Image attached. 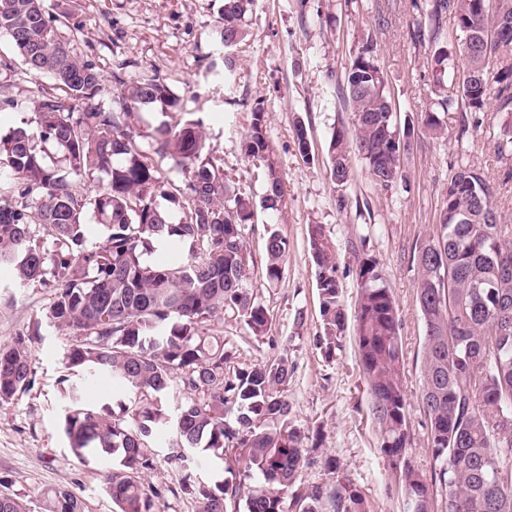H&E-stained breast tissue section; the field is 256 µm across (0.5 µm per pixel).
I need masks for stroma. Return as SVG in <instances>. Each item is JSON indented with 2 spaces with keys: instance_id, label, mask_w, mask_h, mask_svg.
<instances>
[{
  "instance_id": "obj_1",
  "label": "stroma",
  "mask_w": 512,
  "mask_h": 512,
  "mask_svg": "<svg viewBox=\"0 0 512 512\" xmlns=\"http://www.w3.org/2000/svg\"><path fill=\"white\" fill-rule=\"evenodd\" d=\"M46 15L56 19L59 39L78 58L102 72L96 104L108 106L120 91L112 78L120 64L134 61L133 76L160 77L179 96L186 111L202 118L206 143L221 158L231 185L246 190L257 203L253 224L244 236L253 262L249 288L269 311L272 336L291 337L289 347L258 343L243 322L225 319L226 337L237 345L241 361L272 360L288 354L295 365L288 398L295 423L317 437L319 451L335 456L368 496L374 512H405L404 496L383 464L370 395L353 341L342 355L325 362L313 345L320 325L316 267L307 247V227L325 225L338 250L340 268L351 264L352 242L366 246L382 262L398 305L403 349L402 381L410 403V457L422 472L434 467L420 406L424 323L416 301L417 273L412 262L416 243L432 235L448 197L444 185L451 166L475 163L496 185L497 220L512 224V183L503 174L512 161L499 158L493 119L470 129L464 143L456 134L462 115L442 114L446 135L436 136L420 125V114L433 98L427 46L415 43L417 14L411 0H362L351 11L344 0H256L246 36L235 48L232 78L206 71L210 61H223L216 34L223 0H42ZM372 35L387 79L397 120L413 127L412 149L404 156L409 190L377 188L355 163L346 194L347 208H338L337 191L325 174L327 144L334 126L350 122L351 114L338 81L348 67L358 40ZM17 56L9 38L0 35V130L13 123L11 102L34 111L39 86ZM265 109L267 137L284 182L285 202L265 209L266 169L249 160L243 142L255 104ZM303 121L312 162H304L294 143V123ZM275 229L291 246L286 271L275 287H264L263 237ZM0 285L11 298L0 310V342L32 327L48 306L47 289L19 287L13 270L0 266ZM306 317L296 324V313ZM67 336L42 327L35 345V383L13 404L0 408V493L27 500L38 512L41 489L64 487L77 493L90 512H114L104 486L110 461L76 458L69 450L59 419V381Z\"/></svg>"
}]
</instances>
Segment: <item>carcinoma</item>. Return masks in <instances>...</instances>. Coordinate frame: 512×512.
Masks as SVG:
<instances>
[{"label":"carcinoma","instance_id":"cac0c4a2","mask_svg":"<svg viewBox=\"0 0 512 512\" xmlns=\"http://www.w3.org/2000/svg\"><path fill=\"white\" fill-rule=\"evenodd\" d=\"M255 0H224L218 38L224 75L231 50L243 39ZM418 13L413 39L431 49L436 98L420 123L444 134L441 112H464L458 137L480 127L495 107V148L512 158V49L482 46L460 65L454 46L466 29L494 28L512 0H412ZM454 27L444 29L448 16ZM0 34L7 36L35 75L54 81L32 113L0 134V265L11 266L23 287L47 288L51 299L33 328L0 343V408L34 383L33 343L40 327L71 337L62 365L76 377L62 389L61 418L79 458L115 459L106 491L117 512H159L167 495L188 496L198 512H372L367 495L334 458L329 482H307L311 464L306 436L292 418L288 356L241 363L215 322L235 317L257 342L276 343L271 318L246 286L251 255L245 226L254 218L249 194L231 188L203 136L200 119L161 121L136 141L146 123L141 109L159 103L167 114L183 111L164 80L121 78V94L104 108L91 104L102 75L71 54L46 17L40 0H0ZM351 126L340 125L328 146L326 174L341 191L359 160L383 190L408 189L401 168L411 130H399L378 60L365 35L341 86ZM301 157L310 160L306 126H294ZM65 166L48 162L51 151ZM245 155L266 168L263 203L276 209L284 186L267 138L265 112L252 110ZM169 160L185 180L160 176ZM101 182L90 197L73 191V179ZM448 207L427 241L415 247L416 299L424 322L420 398L434 467L426 476L412 464L409 408L401 379L400 320L380 259L352 248L358 289L353 317L342 302L336 246L322 224L307 227L317 270L321 332L315 346L328 362L354 341L368 384L379 451L405 493L409 512H512V225L496 220L495 192L478 166L461 163L448 176ZM170 204L165 209L157 199ZM180 213L171 221V209ZM93 211L98 238L83 222ZM161 248L165 262L148 260ZM287 238L266 230V287L283 278ZM112 378L124 401L119 411L84 399L86 384ZM178 390L174 409L168 396ZM168 452L160 455L159 449ZM175 467V482L156 487L145 474L159 457ZM42 512H89L77 494L45 488ZM0 512H29L19 497L0 494Z\"/></svg>","mask_w":512,"mask_h":512}]
</instances>
